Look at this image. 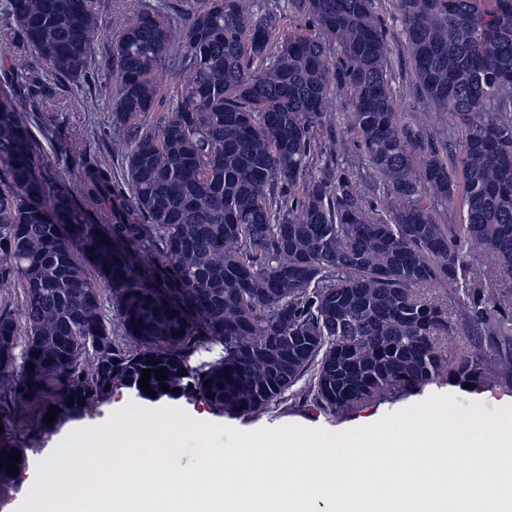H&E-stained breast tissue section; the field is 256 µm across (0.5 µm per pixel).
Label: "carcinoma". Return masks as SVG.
I'll return each instance as SVG.
<instances>
[{
	"mask_svg": "<svg viewBox=\"0 0 512 512\" xmlns=\"http://www.w3.org/2000/svg\"><path fill=\"white\" fill-rule=\"evenodd\" d=\"M379 2L287 0L310 24L293 34L250 0H189L179 24L159 6L134 12L107 54L126 193L105 155L81 154L74 187L46 169L17 99L27 91L53 125L40 96L90 68L101 14L89 0H0L34 52L0 89V285L23 300L20 317L0 312V373L43 431L117 384L250 415L512 380V292L483 287L512 276V0H395L415 82L454 145L397 111ZM175 55L183 76L166 91L157 71ZM337 82L372 190L395 202L386 213L317 138ZM434 201L464 222L439 223ZM439 288L464 289L458 315ZM469 328L492 355L441 349ZM215 345L222 355L190 364ZM23 423L0 411V462L24 452Z\"/></svg>",
	"mask_w": 512,
	"mask_h": 512,
	"instance_id": "obj_1",
	"label": "carcinoma"
}]
</instances>
